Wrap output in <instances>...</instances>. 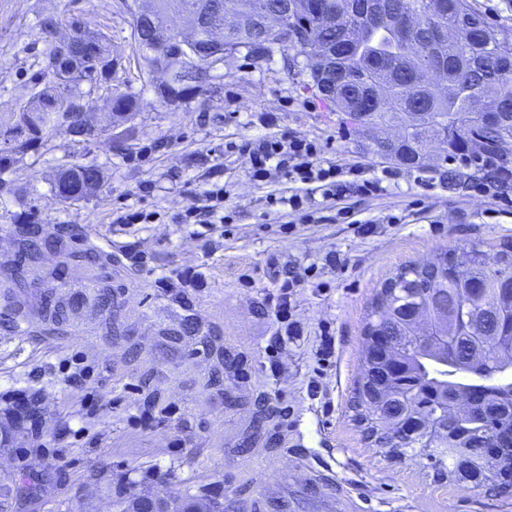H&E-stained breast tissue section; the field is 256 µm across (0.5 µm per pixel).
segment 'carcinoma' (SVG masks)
<instances>
[{"label":"carcinoma","mask_w":512,"mask_h":512,"mask_svg":"<svg viewBox=\"0 0 512 512\" xmlns=\"http://www.w3.org/2000/svg\"><path fill=\"white\" fill-rule=\"evenodd\" d=\"M142 0H117L118 12L132 21V37L149 72L170 70L171 83L160 103L187 101L219 77L224 51L257 53L277 46L320 59L309 71L310 89L349 116L355 132L370 139L381 126L395 125L396 141L377 144V152L396 164H420L426 158L446 163L495 158L501 175L512 167V41L471 7L469 0H288V18L278 31L254 23V11L266 3L272 12L283 0H148L153 20L138 18ZM207 15L224 27V44L213 43L208 28L194 32L191 51L181 48L182 33L168 24L170 15ZM452 29L453 52L437 44L434 33ZM75 39L67 54L46 43L44 59L12 113V127L0 143V171L38 151L55 130L74 119L73 141L92 143L97 129L87 124L100 89L110 91L116 115L143 111L148 102L131 87L112 84L122 58L112 55L107 34L75 18ZM102 179L94 164L64 170L57 195L73 203L88 197ZM15 257L0 273L27 285L41 247L63 256L50 273L62 278L67 265L91 257L79 248L73 230L42 236L36 221L15 223ZM80 302L45 290L44 315L67 320ZM366 340L388 336L392 356L406 365L398 376L382 364L363 361L354 387L356 420L368 439L388 456L427 460L434 476L502 495L512 487V248L490 264L475 245L439 249L424 263L397 268L376 288L365 322ZM486 391L489 406L454 411L452 396ZM409 420L422 429L416 438L390 445V419ZM499 451L483 458L488 439ZM462 453L473 465L460 471ZM36 496L34 480L0 487V512L9 500Z\"/></svg>","instance_id":"cac0c4a2"}]
</instances>
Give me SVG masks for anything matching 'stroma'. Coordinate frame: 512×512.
<instances>
[{"label":"stroma","instance_id":"obj_1","mask_svg":"<svg viewBox=\"0 0 512 512\" xmlns=\"http://www.w3.org/2000/svg\"><path fill=\"white\" fill-rule=\"evenodd\" d=\"M59 18V37L80 16L112 37L122 58L119 81L143 91L153 108L111 121L105 98L87 117L111 125V138L83 147L57 129L48 148L0 174V262L13 257L11 226L32 216L45 235L75 228L109 264H74L56 288L65 300L109 281L120 323L106 329L101 313L78 308L59 326L34 311L18 326L16 289L0 276V484L42 478L37 498L18 512H112L129 491L197 494L219 484L224 505L244 512H512V493L491 496L449 481L409 459H390L371 445L355 419L365 316L376 287L398 266L435 249L480 244L487 257L512 244V189L480 190L484 177L462 162L405 167L377 154L324 100L289 71L274 50L253 60L226 57L214 89L178 107L157 103L164 73L145 80L128 15L115 0H0V119L42 61L37 21ZM281 130L318 142L324 159L361 163L382 178L377 197L355 196L346 209L312 193L309 219L269 196L294 184L252 181L247 157L228 143ZM99 166L103 179L85 201L54 194L71 165ZM221 184L230 224L179 217L192 194ZM157 212L152 224H118L116 208ZM290 224L289 234L279 231ZM146 260L129 263V243ZM200 274V286L177 281ZM292 317L274 308L281 281ZM26 395L35 416H5L11 397ZM275 407L254 435L255 402Z\"/></svg>","mask_w":512,"mask_h":512}]
</instances>
